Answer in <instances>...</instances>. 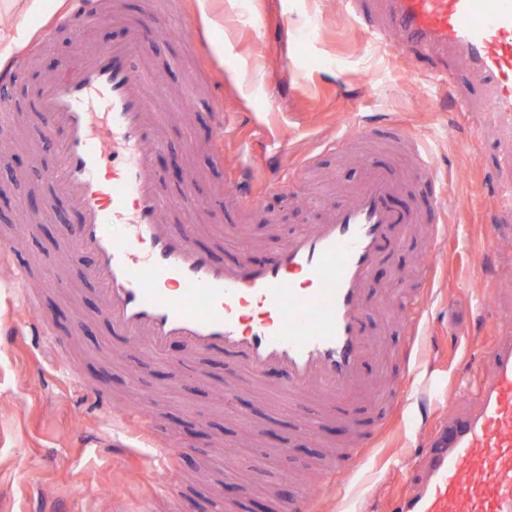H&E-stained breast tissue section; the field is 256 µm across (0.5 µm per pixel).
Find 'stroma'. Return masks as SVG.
I'll return each mask as SVG.
<instances>
[{
  "label": "stroma",
  "instance_id": "35a3bbf8",
  "mask_svg": "<svg viewBox=\"0 0 512 512\" xmlns=\"http://www.w3.org/2000/svg\"><path fill=\"white\" fill-rule=\"evenodd\" d=\"M48 3L45 13L26 20L0 8V35L26 24L24 46L32 51L10 90L17 106L13 138L23 149L0 166V225L18 226L19 258L56 259L57 275L68 283L66 290H51L35 315L18 298L12 275L0 274V512H185L194 505L225 512L229 501L221 491L228 477L249 489L229 502L234 512H252L258 503L272 512L269 487H284L290 472H310L325 444L344 442L347 434L333 420L320 442L281 455L287 428L258 436L227 412L224 392L214 384L224 374L222 360L208 357L157 375L137 346L111 342L82 261L64 250L74 219L64 200L45 206L49 190L41 166L53 154L35 137L30 99L43 76L70 70L87 47L119 37L120 29L104 25L79 39L59 29L40 41L62 11L61 0ZM119 3L129 17L168 12L167 39L150 37L139 59L147 79L162 89L169 123L156 164L167 173L171 164L180 166L182 176L169 177V189L196 179L199 241L214 243L225 260L246 243L254 259H265L290 232L314 222L322 195L359 179L357 157L318 148L348 118H399L431 150L449 195V229L424 315L418 368L409 374L401 361L392 364L396 376H409L413 393L379 447L323 502L324 512H387L412 484L402 455L450 409L463 408L460 394L479 357L512 317V208L495 191L498 171L512 155V133L481 110L490 84L458 62L447 65L422 51H382L367 42L363 27L344 20L339 0ZM309 28L316 31L311 40L304 37ZM443 69L446 86L434 80ZM220 112L231 124L219 162L209 144ZM307 156L313 169L294 186L250 210L225 208L226 182L239 164H251L261 180L271 174V158L289 170ZM20 181L42 207L33 230L22 226L21 210L11 202ZM490 212L500 226L494 235L485 227ZM420 249L412 239L395 251L376 271L372 291L396 301L401 285L395 273L417 270ZM36 318L50 325L55 342L25 332ZM65 360L81 365V377L63 374ZM95 384L110 390L111 410L97 405ZM128 409L159 415L162 432L179 450L175 473L152 474L151 449L123 420Z\"/></svg>",
  "mask_w": 512,
  "mask_h": 512
}]
</instances>
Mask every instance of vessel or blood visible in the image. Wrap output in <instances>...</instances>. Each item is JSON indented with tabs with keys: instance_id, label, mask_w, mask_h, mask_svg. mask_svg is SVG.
<instances>
[{
	"instance_id": "1",
	"label": "vessel or blood",
	"mask_w": 512,
	"mask_h": 512,
	"mask_svg": "<svg viewBox=\"0 0 512 512\" xmlns=\"http://www.w3.org/2000/svg\"><path fill=\"white\" fill-rule=\"evenodd\" d=\"M383 24L368 25L371 43L397 51L439 49L464 57L493 87L483 110L512 128V0H373ZM113 20L120 38L84 53L68 72L44 79L35 105L44 139L57 145L45 168L51 198L67 200L76 215L71 251L89 261L112 334L139 344L155 362H166L171 345L183 360L220 355L229 367L225 394L281 375L260 406L297 421L295 438L318 439L304 426L309 407L333 417L355 434L342 464L324 463L312 490L276 495L277 512H319L320 501L341 473H354L383 433L380 420L363 435V408L379 390L394 399L406 393L398 378L382 381L376 363L382 332L368 329L365 313L375 304L370 283L377 266L416 231H424L425 260L434 265L447 235L440 224L446 198L434 192L396 209L389 200L404 185L390 169L365 163L361 180L340 187L321 203L314 224L289 234L265 260L241 251L232 262L196 242L192 217L200 201L193 182L170 192L156 167L167 137L164 114L133 66L162 18L109 15L105 0H69L56 27ZM369 139L413 154L412 181L434 182L427 149L395 122L349 125L325 140L336 153ZM283 175L257 182L249 166L238 167L225 203L235 210L258 204L266 193L290 184ZM16 286L37 308L30 269L16 261ZM433 286L422 280L407 292L402 326L405 352L420 343V317ZM474 408L450 415L419 459L414 490L393 512H512V332L503 331L487 351Z\"/></svg>"
}]
</instances>
